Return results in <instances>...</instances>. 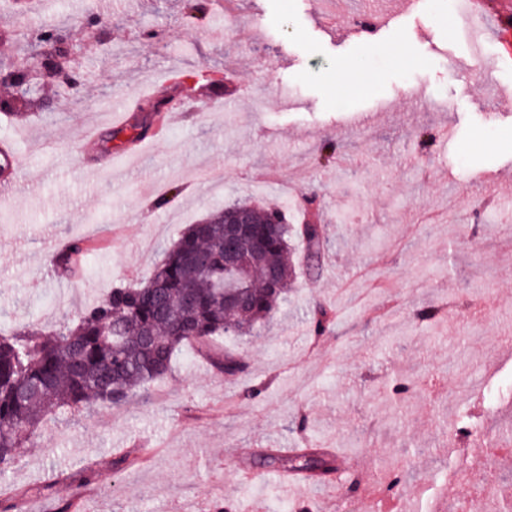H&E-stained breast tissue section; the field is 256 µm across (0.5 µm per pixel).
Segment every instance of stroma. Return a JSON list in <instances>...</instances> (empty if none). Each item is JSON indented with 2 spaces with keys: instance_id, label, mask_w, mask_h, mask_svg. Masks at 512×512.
<instances>
[{
  "instance_id": "35a3bbf8",
  "label": "stroma",
  "mask_w": 512,
  "mask_h": 512,
  "mask_svg": "<svg viewBox=\"0 0 512 512\" xmlns=\"http://www.w3.org/2000/svg\"><path fill=\"white\" fill-rule=\"evenodd\" d=\"M13 4L0 0L20 34L6 49L13 63L34 52L22 33L35 23L78 20L71 37L87 49L79 95L57 96L48 115L0 116L22 168L0 201V326L57 327L146 281L186 225L232 203L282 209L297 225L301 197L315 196L327 246L320 267L297 264L268 329L229 337L242 373L184 348L146 397L48 417L0 485H52L27 512H52L83 470L104 512H456L461 501L512 512V68L497 63L512 52V27L499 25L512 0L484 6L478 57L446 0H348L332 35L316 0L209 4L205 26L187 20L186 0ZM364 11L383 19L367 39L348 29ZM97 14L126 54L92 43L84 26ZM189 66L217 72L225 91L175 125L146 113L148 91L197 90L173 79ZM354 68L337 93V75ZM133 98L123 125L109 124V109ZM141 122L151 131L133 157L128 135ZM93 123L112 164L89 173L97 158L81 141ZM425 131L434 140L423 153ZM326 139L338 149L321 164ZM75 237L92 248L85 274L48 278L54 242ZM427 305L437 316L420 320ZM321 306L331 323L318 336ZM462 419L478 429L466 448L455 445ZM269 448H326L335 470L287 499L280 469L262 462ZM118 453L133 463L117 474Z\"/></svg>"
}]
</instances>
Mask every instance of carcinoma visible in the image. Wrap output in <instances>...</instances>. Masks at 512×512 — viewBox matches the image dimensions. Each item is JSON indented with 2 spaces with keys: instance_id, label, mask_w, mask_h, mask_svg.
Listing matches in <instances>:
<instances>
[{
  "instance_id": "1",
  "label": "carcinoma",
  "mask_w": 512,
  "mask_h": 512,
  "mask_svg": "<svg viewBox=\"0 0 512 512\" xmlns=\"http://www.w3.org/2000/svg\"><path fill=\"white\" fill-rule=\"evenodd\" d=\"M252 236L261 243L237 272L224 269V211L190 224L165 247L150 278L114 288L49 332L12 328L0 334V472L10 469L51 415L118 410L165 376L173 356L188 344L210 355L224 373L243 371L240 352L216 342L230 331L247 334L271 321L288 291L294 266L289 224H271L270 210L252 209ZM308 254L319 264L324 226L299 227ZM81 238L52 258L61 277L73 273L86 253ZM266 462L288 470L333 468L314 453L270 455Z\"/></svg>"
}]
</instances>
